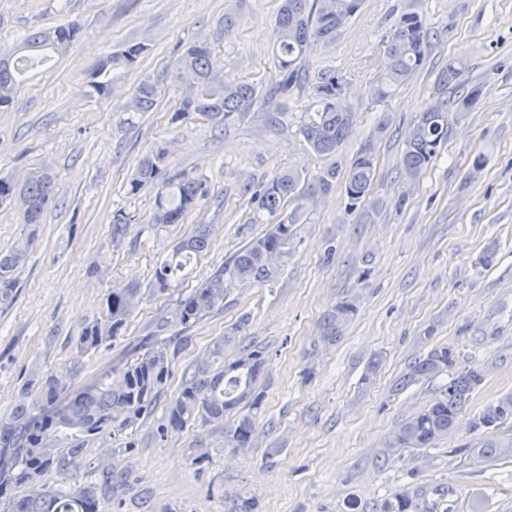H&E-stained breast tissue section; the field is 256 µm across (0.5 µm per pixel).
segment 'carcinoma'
Listing matches in <instances>:
<instances>
[{
	"instance_id": "cac0c4a2",
	"label": "carcinoma",
	"mask_w": 512,
	"mask_h": 512,
	"mask_svg": "<svg viewBox=\"0 0 512 512\" xmlns=\"http://www.w3.org/2000/svg\"><path fill=\"white\" fill-rule=\"evenodd\" d=\"M363 0H283L276 20L275 56L278 79L267 89L269 100L288 94L306 80L302 64L314 42L330 43L336 34L360 9ZM76 24L39 29L27 35L11 52L0 54V109L12 105L20 77L46 61L51 53L67 51L77 38ZM435 31L428 18L415 9L403 10L383 37L381 70L372 86V96L379 103L390 99L396 90L409 82L423 66L430 38ZM148 51L140 41H129L108 56L94 71L90 88L99 95L110 92L112 73L134 67ZM210 48L195 43L186 48L173 67V75L190 79L191 91L182 99L172 120L199 115L215 124H227L241 117L255 104L259 90L248 82H227L212 72ZM461 68L454 62L442 69L436 82L439 95L435 107L419 115L404 142L400 158V174L411 181L419 177L436 159L448 139V114L459 117L478 104L482 87L458 81ZM344 80L336 71L321 72L314 86L316 108L308 116L302 135L308 148L323 157H334L342 149L354 122V113L346 103ZM156 87L146 82L133 94V112H149L156 105ZM163 148L146 156L128 182L129 193L135 195L152 186L165 163ZM338 166L329 164L311 182L301 172L282 169L258 190L257 208L270 216L282 215L286 202L295 209L283 215L267 232L255 238L224 265V269L208 278L199 288L181 298L170 319L160 325L193 326L209 313L224 307L229 290L236 286L260 284L274 280L288 258L296 224L302 218V201L336 187ZM375 176L372 146L364 145L351 162L344 180V192L352 208L370 200L369 190ZM55 176L46 167L30 173L20 187L0 178V202L15 195L24 198L25 239L10 251L0 252V304L9 305L17 296L19 269L27 260L34 240L35 225L42 223L44 213L54 198ZM207 197L204 181L186 174H176L154 199L153 221L156 224H180L185 215ZM210 225L197 224L175 246L170 259L155 269L152 291L164 293L181 271L189 255L203 251L209 244ZM144 297L138 283L131 281L109 291L102 316L88 323L76 341L83 355L108 348L121 335L128 318ZM358 313L357 298L347 296L333 305L322 320V339L338 341ZM179 336H155L147 350L121 368L101 373L89 386L51 414L44 406L57 402L64 392L54 376L37 380L38 399L24 400L7 417L0 419V448L18 445L8 461L0 459V512H100L101 498L125 482L128 471L117 472L112 460L101 459L92 464L87 457L90 442L104 436H120L153 413L171 376L173 347ZM235 343V337L216 338L207 357L191 365L183 374L180 387L166 406L164 422L158 425L182 430L197 422L211 426L210 433L224 437L228 448H247L256 437V413L264 401L259 380L265 365L260 348L245 349L234 362L224 364V348ZM454 350L443 346L431 349L408 368L401 384L419 378H432L455 370L448 386L432 404L402 422L386 442L389 454L401 448H432L454 428L459 413L469 396L483 380L474 370H457ZM247 412L229 426L224 414L239 405ZM512 418V395L501 398L486 408L477 426L498 428ZM207 435L196 437L191 445V463L200 465L209 458ZM481 459L490 460L512 455V439L490 436L472 449ZM94 466L97 483L63 486L81 469ZM27 488L21 496L7 492ZM413 496L400 491L386 501L383 512H412Z\"/></svg>"
}]
</instances>
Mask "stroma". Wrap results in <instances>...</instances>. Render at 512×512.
<instances>
[{
	"mask_svg": "<svg viewBox=\"0 0 512 512\" xmlns=\"http://www.w3.org/2000/svg\"><path fill=\"white\" fill-rule=\"evenodd\" d=\"M281 3L0 0V51L42 27H80L73 47L39 67L0 111V178L20 183L43 165L56 174L17 297L0 308V418L36 374H54L75 392L144 352L180 298L267 232L272 217L242 187L281 168L309 180L319 174L325 161L307 149L300 126L314 100L312 79L333 69L347 82L355 114L336 164L346 170L372 143L371 196L380 208L349 209L340 187L308 198L278 277L232 289L222 309L186 329L171 361V394L218 336L236 335L224 352L228 363L244 348H264L265 401L253 446L228 448L220 435H208L209 461L193 466L189 448L204 427L157 434L165 415L157 406L131 437L89 445L90 457H113L131 472L100 508L229 512L237 496L247 495L258 512H382L384 501L404 489L417 512H512V456L478 463L466 453L483 438L473 427L478 415L512 395V0H417L438 37L423 69L388 102H375L370 88L381 38L407 0H363L334 42L309 51L308 84L271 102L262 96L224 126L197 115L173 121L188 92L172 74L185 45L208 43L211 67L227 81L263 92L276 80ZM130 40L146 42V54L116 72L108 94L91 93L92 71ZM451 61L465 82L482 84V99L450 122L447 142L419 180L406 181L398 174L403 142L416 116L435 106L436 76ZM145 81L157 88L154 109L127 111ZM382 118L388 125L381 134ZM160 148L168 158L157 185L183 172L209 190L180 224L154 223V188L128 193L140 160ZM480 155L486 163L473 170ZM118 211L130 226L116 239L110 224ZM197 224L211 227L207 249L166 293L150 294L157 265ZM132 280L146 295L121 336L109 349L79 354L76 338L100 317L105 295ZM349 295L357 297L358 313L344 337L327 344L322 318ZM441 346L453 348L458 367L478 371L483 381L448 437L387 456L391 433L438 398L449 377L404 388L398 382L410 363ZM375 356L382 364L369 379Z\"/></svg>",
	"mask_w": 512,
	"mask_h": 512,
	"instance_id": "stroma-1",
	"label": "stroma"
}]
</instances>
